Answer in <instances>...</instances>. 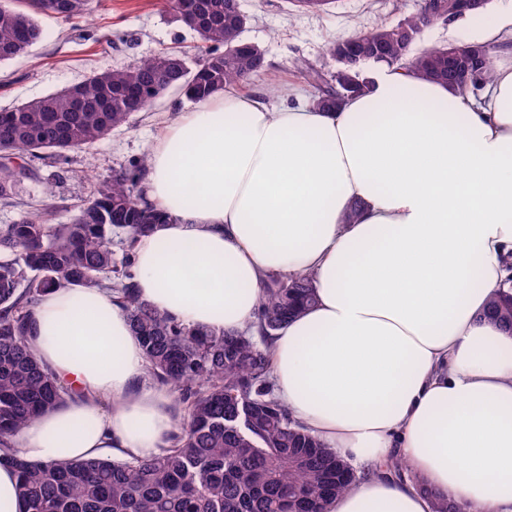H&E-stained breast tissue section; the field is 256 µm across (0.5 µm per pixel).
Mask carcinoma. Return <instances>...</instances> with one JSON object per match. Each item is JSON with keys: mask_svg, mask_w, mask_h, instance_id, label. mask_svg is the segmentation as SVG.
<instances>
[{"mask_svg": "<svg viewBox=\"0 0 512 512\" xmlns=\"http://www.w3.org/2000/svg\"><path fill=\"white\" fill-rule=\"evenodd\" d=\"M87 6L88 0H0V63L41 40L38 16L72 19ZM172 7L204 45L195 68L184 55L151 57L0 111V199L16 185L14 160L101 140L169 88L199 100L265 74L264 52L241 47L249 18L240 0H172ZM422 25L414 14L332 42L326 52L336 59V74L304 72L310 103L338 106L378 60L469 87L462 74L448 72L450 45L412 50ZM346 42L366 63L340 57ZM146 165L144 157L101 182L68 224H48L36 209L0 225V465L17 471L23 512H327L358 477L276 397L267 354L268 341L314 304L313 276H271L252 330H200L163 315L137 294L130 257L119 265L112 257V230L132 238L167 220L137 192ZM67 285L116 294L143 348L147 377L181 394L186 413L172 447L148 459L100 455L81 463L20 453L19 434L69 395L34 350L29 320L48 291ZM483 318L512 334V278L489 295Z\"/></svg>", "mask_w": 512, "mask_h": 512, "instance_id": "obj_1", "label": "carcinoma"}]
</instances>
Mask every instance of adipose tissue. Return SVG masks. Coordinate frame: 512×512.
I'll return each mask as SVG.
<instances>
[{
  "instance_id": "ef3b65f1",
  "label": "adipose tissue",
  "mask_w": 512,
  "mask_h": 512,
  "mask_svg": "<svg viewBox=\"0 0 512 512\" xmlns=\"http://www.w3.org/2000/svg\"><path fill=\"white\" fill-rule=\"evenodd\" d=\"M369 76L329 111L227 89L166 125L144 190L169 220L138 238L134 283L180 323L237 332L269 275L312 274L317 302L272 359L293 418L365 472L330 512H512V335L482 317L512 276V65L478 95ZM31 321L72 395L22 431L25 457L169 446L180 413L110 293L55 289Z\"/></svg>"
}]
</instances>
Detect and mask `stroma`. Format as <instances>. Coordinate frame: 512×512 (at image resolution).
<instances>
[{"mask_svg":"<svg viewBox=\"0 0 512 512\" xmlns=\"http://www.w3.org/2000/svg\"><path fill=\"white\" fill-rule=\"evenodd\" d=\"M250 21L243 39L261 47L267 72L246 87L247 93L278 106L307 92L301 72L312 66L332 73L336 62L326 54L337 38L395 23L416 13L420 0H336L324 11H296L286 0H240ZM512 14V0H489L481 15L424 29L417 48L475 43L483 21ZM43 37L20 59L0 65V110L15 107L83 81L90 74L125 70L162 52L196 57L200 41L172 10L169 0H89L81 19L41 17ZM286 87L284 97L269 95L271 85ZM179 90H169L130 125L112 130L81 150L45 153L30 159L31 174L10 200L0 201V225L23 212L42 208L49 223L65 224L93 195L98 183L148 155L161 128L193 108Z\"/></svg>","mask_w":512,"mask_h":512,"instance_id":"35a3bbf8","label":"stroma"}]
</instances>
